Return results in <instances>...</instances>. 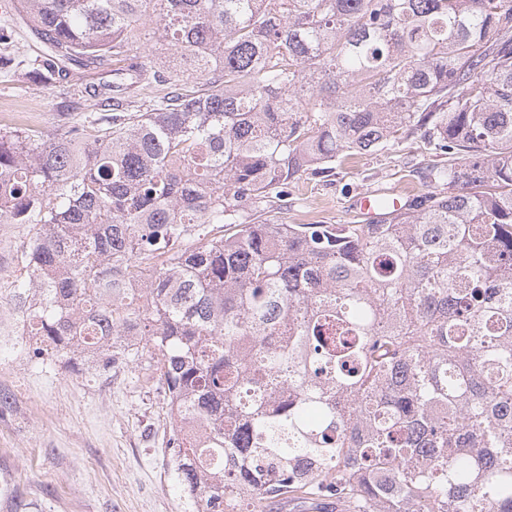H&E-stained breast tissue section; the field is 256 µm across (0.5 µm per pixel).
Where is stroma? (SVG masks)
I'll return each instance as SVG.
<instances>
[{
	"instance_id": "35a3bbf8",
	"label": "stroma",
	"mask_w": 512,
	"mask_h": 512,
	"mask_svg": "<svg viewBox=\"0 0 512 512\" xmlns=\"http://www.w3.org/2000/svg\"><path fill=\"white\" fill-rule=\"evenodd\" d=\"M13 29L0 56L33 57L38 46L25 12L0 10ZM97 80L72 69L47 87L24 67L0 71V128L54 134L68 109ZM433 160L419 135L337 160L332 172L302 175L287 199L265 212L278 224H352L362 193L395 191L404 197L434 191ZM29 238L23 224H0V327L17 318L9 296L17 248ZM0 386L17 394L0 419V512H196L172 465L167 446L168 405L150 354L116 359L110 370L70 367L66 358L15 359L0 345Z\"/></svg>"
}]
</instances>
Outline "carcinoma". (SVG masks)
<instances>
[{
  "instance_id": "carcinoma-1",
  "label": "carcinoma",
  "mask_w": 512,
  "mask_h": 512,
  "mask_svg": "<svg viewBox=\"0 0 512 512\" xmlns=\"http://www.w3.org/2000/svg\"><path fill=\"white\" fill-rule=\"evenodd\" d=\"M22 7L44 50L0 70L50 85L115 65L50 138L0 129L34 352L109 366L141 337L197 512H512V0ZM142 78L171 91L128 112ZM411 133L439 192L403 212L381 196L373 224L254 219L297 176ZM134 276L142 309L113 297Z\"/></svg>"
}]
</instances>
